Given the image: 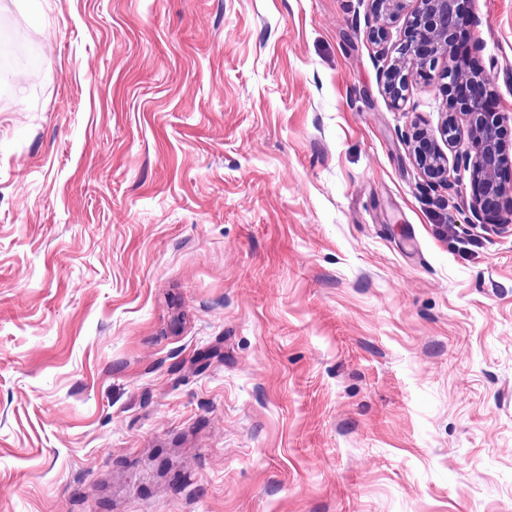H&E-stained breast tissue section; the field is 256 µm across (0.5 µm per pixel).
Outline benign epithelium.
Listing matches in <instances>:
<instances>
[{"label": "benign epithelium", "instance_id": "benign-epithelium-1", "mask_svg": "<svg viewBox=\"0 0 512 512\" xmlns=\"http://www.w3.org/2000/svg\"><path fill=\"white\" fill-rule=\"evenodd\" d=\"M470 0H372V11L383 24L372 29L374 40H386L385 24L407 15L404 40L396 57L380 72L385 93L395 105L405 99L414 78L441 80L442 93L453 112L439 129V136L415 127L405 141L419 167L426 186H452L448 157L440 143L449 146L461 135L457 115H462L470 136V151L458 156L456 165L470 171V187L475 218L485 224L512 223V138L504 117L496 111V95L491 79L476 65L462 67L458 44L465 29L474 23ZM442 69H437L439 61Z\"/></svg>", "mask_w": 512, "mask_h": 512}]
</instances>
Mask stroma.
<instances>
[{
  "label": "stroma",
  "mask_w": 512,
  "mask_h": 512,
  "mask_svg": "<svg viewBox=\"0 0 512 512\" xmlns=\"http://www.w3.org/2000/svg\"><path fill=\"white\" fill-rule=\"evenodd\" d=\"M0 0V512H512V225L404 134L371 0ZM468 45L512 120V0ZM404 138L423 175L426 186L430 189H450L452 181L450 168H448V157L442 150L437 137L413 127L405 134Z\"/></svg>",
  "instance_id": "stroma-1"
}]
</instances>
